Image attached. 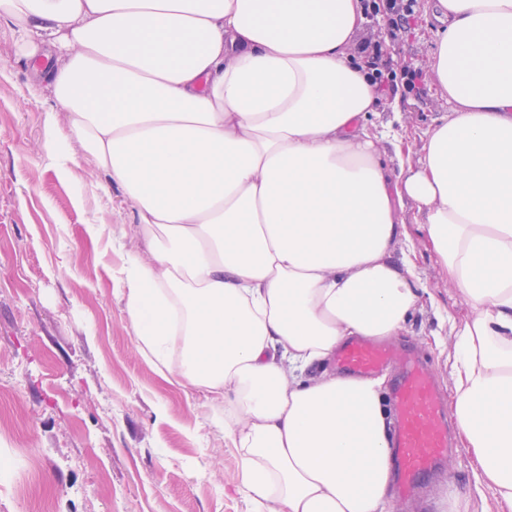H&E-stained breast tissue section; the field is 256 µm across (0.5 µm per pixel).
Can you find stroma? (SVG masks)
Here are the masks:
<instances>
[{"label":"stroma","mask_w":512,"mask_h":512,"mask_svg":"<svg viewBox=\"0 0 512 512\" xmlns=\"http://www.w3.org/2000/svg\"><path fill=\"white\" fill-rule=\"evenodd\" d=\"M375 37L389 67L417 80L369 124L392 123L416 154L448 111L423 76L433 23L421 8L397 38L384 21L359 35ZM0 57L10 61L0 74V512H253L204 395L162 378L134 340L119 274L124 254L144 247L132 208L83 160L1 17ZM408 230L424 293L395 340L447 392L454 339L435 346V309H467ZM430 512H500L465 448L444 463Z\"/></svg>","instance_id":"stroma-1"}]
</instances>
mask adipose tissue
I'll return each mask as SVG.
<instances>
[{
	"label": "adipose tissue",
	"instance_id": "1",
	"mask_svg": "<svg viewBox=\"0 0 512 512\" xmlns=\"http://www.w3.org/2000/svg\"><path fill=\"white\" fill-rule=\"evenodd\" d=\"M428 7L450 109L410 159L368 130L392 92L352 62L362 0H0L137 218L135 341L217 404L254 512H388L386 379L325 364L411 320V222L469 310L438 318L457 433L512 508V0Z\"/></svg>",
	"mask_w": 512,
	"mask_h": 512
}]
</instances>
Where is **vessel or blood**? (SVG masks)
Listing matches in <instances>:
<instances>
[{
	"mask_svg": "<svg viewBox=\"0 0 512 512\" xmlns=\"http://www.w3.org/2000/svg\"><path fill=\"white\" fill-rule=\"evenodd\" d=\"M335 364L340 372L356 376L394 369L390 400L396 485L400 495L415 496L453 448L444 403L430 371L404 345L356 338L337 349Z\"/></svg>",
	"mask_w": 512,
	"mask_h": 512,
	"instance_id": "obj_1",
	"label": "vessel or blood"
}]
</instances>
